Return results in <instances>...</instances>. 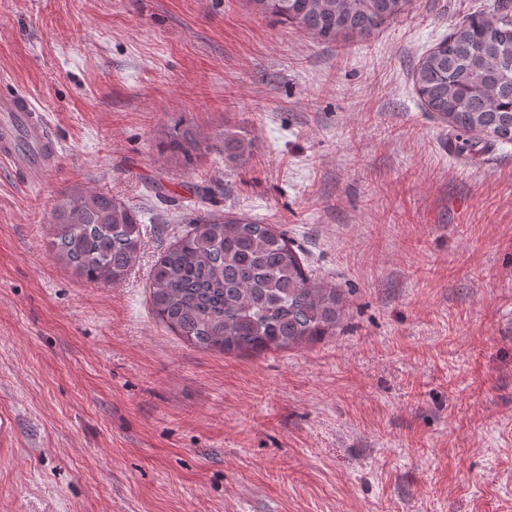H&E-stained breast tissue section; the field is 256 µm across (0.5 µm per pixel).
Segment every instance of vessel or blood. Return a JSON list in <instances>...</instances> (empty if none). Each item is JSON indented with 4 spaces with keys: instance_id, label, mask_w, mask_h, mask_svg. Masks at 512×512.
<instances>
[{
    "instance_id": "vessel-or-blood-1",
    "label": "vessel or blood",
    "mask_w": 512,
    "mask_h": 512,
    "mask_svg": "<svg viewBox=\"0 0 512 512\" xmlns=\"http://www.w3.org/2000/svg\"><path fill=\"white\" fill-rule=\"evenodd\" d=\"M58 142L31 93L20 86L0 92V165L37 182L58 161Z\"/></svg>"
}]
</instances>
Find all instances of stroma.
<instances>
[{
  "label": "stroma",
  "instance_id": "35a3bbf8",
  "mask_svg": "<svg viewBox=\"0 0 512 512\" xmlns=\"http://www.w3.org/2000/svg\"><path fill=\"white\" fill-rule=\"evenodd\" d=\"M498 0H410L326 43L248 0H0V76L60 163L0 168V512H512V142L426 112L412 73ZM253 142L160 155L176 121ZM147 231L115 284L52 258L71 188ZM283 232L339 289L335 335L213 352L151 312L207 212Z\"/></svg>",
  "mask_w": 512,
  "mask_h": 512
}]
</instances>
